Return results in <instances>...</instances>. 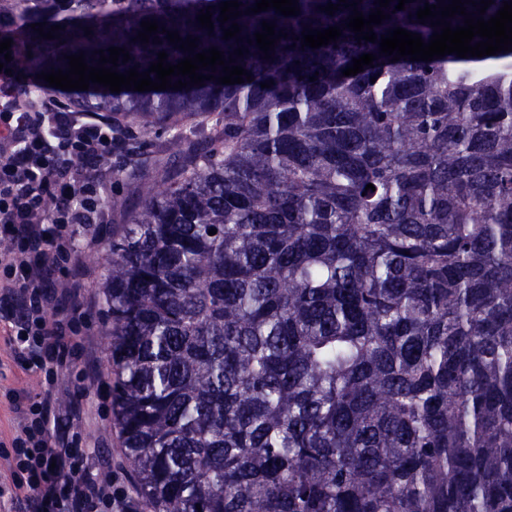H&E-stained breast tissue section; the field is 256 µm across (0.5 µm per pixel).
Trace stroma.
<instances>
[{
  "label": "stroma",
  "mask_w": 512,
  "mask_h": 512,
  "mask_svg": "<svg viewBox=\"0 0 512 512\" xmlns=\"http://www.w3.org/2000/svg\"><path fill=\"white\" fill-rule=\"evenodd\" d=\"M125 219L113 213L110 207H102L99 226L102 234L93 248L82 249L78 242L84 236L81 225H74L70 263H63L52 269V278L62 281L80 268H91L93 277L88 284L89 301L84 306L85 321L89 327L86 347L96 363L98 383L89 389L79 388L78 382L83 364L72 361L67 371L59 375L60 390L57 398L61 409L71 405H80L84 415L80 428L79 445L89 450L92 458L108 454L119 468V478L127 484H134V474L125 455L120 429L112 413V394L109 388V362L106 351L105 330L107 322L104 317L102 294L98 288L105 275V252L112 236L120 234ZM44 358L21 350L15 327L7 318L5 311H0V486L10 487L16 482L7 460L11 453V440L15 434L19 418L14 411L13 401L16 397H38L44 392L46 383Z\"/></svg>",
  "instance_id": "35a3bbf8"
}]
</instances>
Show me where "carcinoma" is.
Returning <instances> with one entry per match:
<instances>
[{
	"instance_id": "1",
	"label": "carcinoma",
	"mask_w": 512,
	"mask_h": 512,
	"mask_svg": "<svg viewBox=\"0 0 512 512\" xmlns=\"http://www.w3.org/2000/svg\"><path fill=\"white\" fill-rule=\"evenodd\" d=\"M46 2L16 21L38 73L110 47L129 51L119 73L189 56L160 31L132 41L150 20L196 54L248 49L249 83L218 65L112 93L140 129L113 121L112 181L172 132L163 182L108 200L127 224L101 284L112 407L153 512H512V52L392 63L352 9L319 10L339 0L224 24L223 0H60L70 24L47 40ZM427 3L391 0L373 32L429 42ZM264 21L288 34L268 60L247 44ZM305 26L342 36L303 48Z\"/></svg>"
}]
</instances>
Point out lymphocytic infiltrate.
<instances>
[{
    "instance_id": "1",
    "label": "lymphocytic infiltrate",
    "mask_w": 512,
    "mask_h": 512,
    "mask_svg": "<svg viewBox=\"0 0 512 512\" xmlns=\"http://www.w3.org/2000/svg\"><path fill=\"white\" fill-rule=\"evenodd\" d=\"M111 135V118L75 111L56 96H44L33 112L0 98V232L14 242L0 253V303L21 342L58 369L84 342L87 297L78 278L50 286V271L67 257L72 225H84L86 246L98 240L100 192L109 177L89 179L75 161L110 157ZM52 195L60 203L50 210L46 200ZM15 409L21 423L12 461L25 475L10 493L16 512H137L136 499L112 471L87 474L84 454L60 427L53 392Z\"/></svg>"
}]
</instances>
